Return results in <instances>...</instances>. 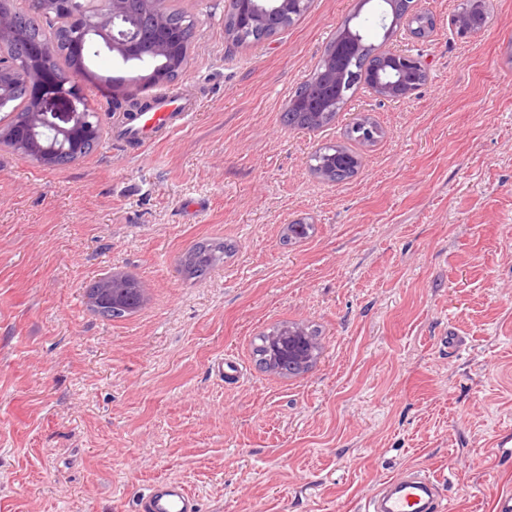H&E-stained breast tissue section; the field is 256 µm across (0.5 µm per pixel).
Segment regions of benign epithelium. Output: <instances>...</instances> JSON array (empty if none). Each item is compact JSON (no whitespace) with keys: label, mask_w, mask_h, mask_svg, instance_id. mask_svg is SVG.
Instances as JSON below:
<instances>
[{"label":"benign epithelium","mask_w":512,"mask_h":512,"mask_svg":"<svg viewBox=\"0 0 512 512\" xmlns=\"http://www.w3.org/2000/svg\"><path fill=\"white\" fill-rule=\"evenodd\" d=\"M40 7L61 11L68 16L73 28L79 30L72 49L94 47L112 55L122 65L141 66L144 55L160 57L171 51L167 31L168 12L160 0H39ZM237 14L248 5L246 24L256 27H279L292 12H303L309 0H236ZM480 0H465L464 6L452 18L453 26L462 34L478 31L473 12ZM18 29L16 18L0 12V53L14 44ZM363 36L347 30L337 39L330 54L320 65V88L310 94L312 102L323 103L341 73L342 65L356 51ZM382 66L363 74L362 85L379 98L401 99L414 94L421 84L417 81L402 86L407 74L425 75L422 60L413 55L386 53ZM90 78L87 72L74 77L68 87H59L49 72H36L27 67L18 72L0 70V109L11 103L13 86L22 81L29 92L30 107L23 126L33 135L53 139L52 149L58 151L81 140L100 134L103 122L92 121L99 115L84 99L82 83ZM0 141L26 155H42L39 142H26L13 129L0 131Z\"/></svg>","instance_id":"benign-epithelium-1"}]
</instances>
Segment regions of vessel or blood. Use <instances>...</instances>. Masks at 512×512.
<instances>
[{"label":"vessel or blood","instance_id":"b4317fda","mask_svg":"<svg viewBox=\"0 0 512 512\" xmlns=\"http://www.w3.org/2000/svg\"><path fill=\"white\" fill-rule=\"evenodd\" d=\"M156 111L138 115L132 129L138 142L156 141L159 133L171 132L192 112L191 102L164 92L157 94ZM135 512H201L200 504L185 484L174 479L154 483L135 504ZM372 512H445L439 482L424 469L405 478L388 481L372 502Z\"/></svg>","mask_w":512,"mask_h":512}]
</instances>
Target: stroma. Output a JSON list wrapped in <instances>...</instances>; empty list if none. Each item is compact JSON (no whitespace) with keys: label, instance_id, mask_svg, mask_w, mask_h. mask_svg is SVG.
Returning <instances> with one entry per match:
<instances>
[{"label":"stroma","instance_id":"1","mask_svg":"<svg viewBox=\"0 0 512 512\" xmlns=\"http://www.w3.org/2000/svg\"><path fill=\"white\" fill-rule=\"evenodd\" d=\"M462 2L420 0L422 41L371 31L424 60L412 97L359 89L307 131L284 125L290 98L373 4L311 0L236 45L226 0H164L197 21L173 82L195 104L185 125L116 139L131 71L102 54L84 83L104 116L91 154L49 168L0 143V512H134L166 479L201 512H364L413 467L452 512H496L512 494V0H488L465 37ZM362 115L385 134L358 173L312 174ZM299 220L312 236L285 242ZM200 241L231 251L184 278ZM111 274L141 282L135 314L91 311ZM280 322L319 329L309 372L257 366L256 336ZM227 354L243 368L229 381L213 370Z\"/></svg>","mask_w":512,"mask_h":512}]
</instances>
